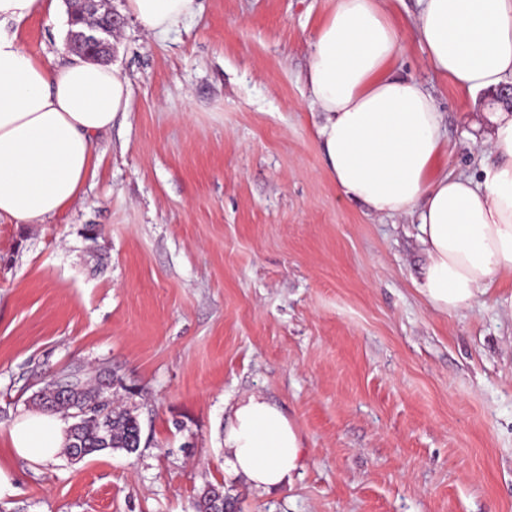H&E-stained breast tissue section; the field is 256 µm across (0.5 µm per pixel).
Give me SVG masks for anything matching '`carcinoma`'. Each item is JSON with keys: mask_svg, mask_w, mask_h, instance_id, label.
Returning a JSON list of instances; mask_svg holds the SVG:
<instances>
[{"mask_svg": "<svg viewBox=\"0 0 512 512\" xmlns=\"http://www.w3.org/2000/svg\"><path fill=\"white\" fill-rule=\"evenodd\" d=\"M114 391H104L96 384L81 382L66 400H58L53 395L45 396L49 402L47 411L63 413L72 419L68 426V443L64 444L71 458H85L105 450L124 451L133 454L141 446V425L135 410L113 406ZM87 412L80 415L81 408ZM223 491L220 505L224 512H233L234 498L224 493V486L208 484L198 493L195 501L196 512H212L216 509L213 493Z\"/></svg>", "mask_w": 512, "mask_h": 512, "instance_id": "obj_1", "label": "carcinoma"}]
</instances>
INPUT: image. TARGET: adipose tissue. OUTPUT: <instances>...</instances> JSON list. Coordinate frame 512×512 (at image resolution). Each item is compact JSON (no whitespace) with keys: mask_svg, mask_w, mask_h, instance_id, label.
I'll list each match as a JSON object with an SVG mask.
<instances>
[{"mask_svg":"<svg viewBox=\"0 0 512 512\" xmlns=\"http://www.w3.org/2000/svg\"><path fill=\"white\" fill-rule=\"evenodd\" d=\"M55 0H0V222L43 224L69 207L95 174L93 142L131 110L128 76L70 56L56 64L22 45L21 25ZM311 40L307 94L326 170L341 195L375 214L418 218L426 255L416 287L436 311L476 304L512 281V108L499 107L480 141L478 173L435 172L448 151L441 106L394 64L413 40L426 69L458 90L512 84V0H416L409 30L390 0H330ZM198 0H125L123 11L161 36L193 17ZM15 453L54 459L64 423L35 413L11 433ZM224 466L261 494L292 485L304 467L295 425L265 395L233 407Z\"/></svg>","mask_w":512,"mask_h":512,"instance_id":"obj_1","label":"adipose tissue"}]
</instances>
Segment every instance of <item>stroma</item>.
Returning <instances> with one entry per match:
<instances>
[{"instance_id":"35a3bbf8","label":"stroma","mask_w":512,"mask_h":512,"mask_svg":"<svg viewBox=\"0 0 512 512\" xmlns=\"http://www.w3.org/2000/svg\"><path fill=\"white\" fill-rule=\"evenodd\" d=\"M329 0H202L162 38L123 19L108 65L131 110L97 138L96 175L43 224L0 223V512H512V283L441 313L417 291V220L381 217L327 175L306 57ZM68 7L20 29L58 57ZM448 158L489 126V93L425 70ZM99 235L86 237L88 225ZM135 391L146 446L78 463L14 455L10 431L66 368ZM258 392L298 429L306 466L257 494L224 471V428ZM216 490H221L222 492V501L219 504L222 509H224L222 512L234 511V498L225 493L224 486L208 484L204 486L197 495V499L195 501L196 512H211L217 508V506L214 504L215 499L212 497Z\"/></svg>"}]
</instances>
